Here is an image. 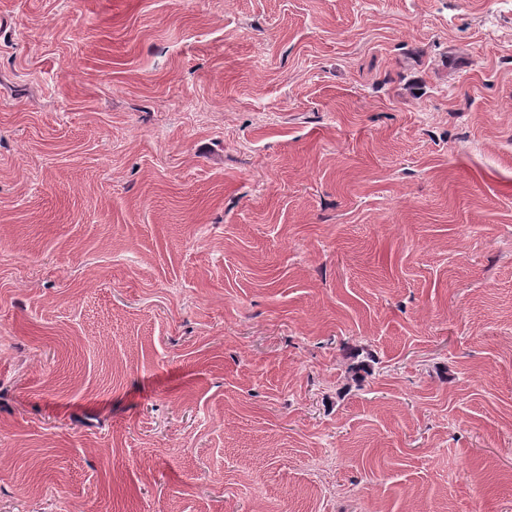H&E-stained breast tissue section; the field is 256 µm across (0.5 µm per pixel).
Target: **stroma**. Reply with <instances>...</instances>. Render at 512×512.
<instances>
[{"label": "stroma", "mask_w": 512, "mask_h": 512, "mask_svg": "<svg viewBox=\"0 0 512 512\" xmlns=\"http://www.w3.org/2000/svg\"><path fill=\"white\" fill-rule=\"evenodd\" d=\"M0 512H512V0H0Z\"/></svg>", "instance_id": "35a3bbf8"}]
</instances>
